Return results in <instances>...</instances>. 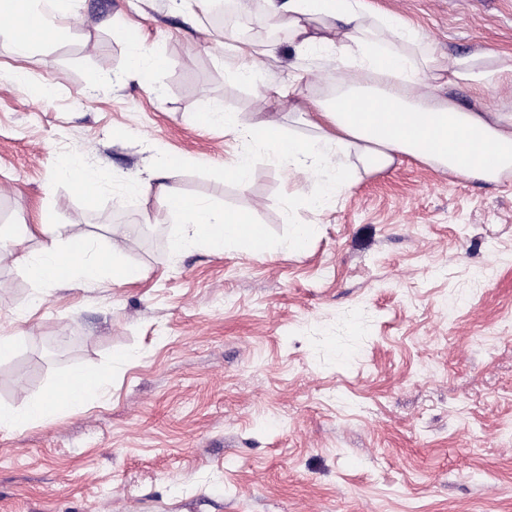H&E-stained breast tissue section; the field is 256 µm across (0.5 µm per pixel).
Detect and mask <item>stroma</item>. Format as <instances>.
Returning <instances> with one entry per match:
<instances>
[{"instance_id":"35a3bbf8","label":"stroma","mask_w":512,"mask_h":512,"mask_svg":"<svg viewBox=\"0 0 512 512\" xmlns=\"http://www.w3.org/2000/svg\"><path fill=\"white\" fill-rule=\"evenodd\" d=\"M417 26L441 59L476 51L512 64V0H369ZM161 54L151 83L126 69L129 28ZM230 27L171 0H83L61 37L16 58L0 34V227L52 216L68 236L111 241L125 221L168 222L131 196L164 156L165 183L249 213L268 249L174 253L123 240L143 277L103 287L35 286L0 244V405L18 382L47 391L88 368L106 397L50 424L0 434V512H512V178L450 177L408 157L361 173L329 209L256 152L247 189L224 176L236 148L197 114L254 121L267 95L288 109L320 95L334 61L287 37L261 78L227 76ZM21 69L50 87L35 99ZM81 156L95 203L57 177ZM313 233L285 249L294 226Z\"/></svg>"}]
</instances>
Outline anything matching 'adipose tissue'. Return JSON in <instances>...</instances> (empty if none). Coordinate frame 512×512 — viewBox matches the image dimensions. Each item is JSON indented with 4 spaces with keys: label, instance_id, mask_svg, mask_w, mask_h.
<instances>
[{
    "label": "adipose tissue",
    "instance_id": "ef3b65f1",
    "mask_svg": "<svg viewBox=\"0 0 512 512\" xmlns=\"http://www.w3.org/2000/svg\"><path fill=\"white\" fill-rule=\"evenodd\" d=\"M80 2L0 0V18L9 23L14 55L27 57L48 38L62 35L63 14L76 13ZM241 8L270 29L285 20L298 49L329 53L337 68L353 70L355 76L337 79L326 96L310 98L303 106L300 117L313 128L310 136L285 133L263 95L256 99L257 119L249 124L236 112L200 114V123L223 126L236 141L224 172L240 188L248 187L259 150L271 153L289 175L316 184L310 205L318 211L352 189L358 168L384 171L400 155L486 183L512 175V111L465 108L450 95L460 86L480 96L511 85L512 65L488 53L441 62L415 26L388 11L369 12L365 0H243ZM170 165L169 159H160L149 179L130 183L128 190L138 196L157 192L173 218L166 235L175 251L203 249L220 255L266 250L263 228L247 214L180 195L165 185ZM37 230L49 243L35 255L26 251L23 236L10 238L26 277L37 287L134 283L142 277L124 258L120 239L98 248L66 238L47 216ZM106 388L107 376L100 371L79 382L73 374L61 375L49 391L25 393L21 406L0 407V432L52 423Z\"/></svg>",
    "mask_w": 512,
    "mask_h": 512
}]
</instances>
